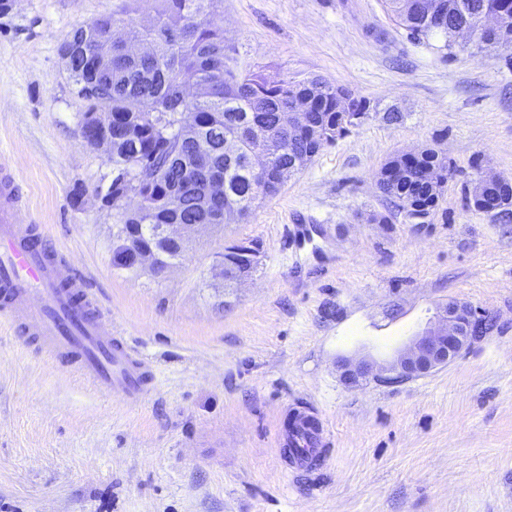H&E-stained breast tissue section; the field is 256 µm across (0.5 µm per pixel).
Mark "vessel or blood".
<instances>
[{
  "label": "vessel or blood",
  "instance_id": "obj_1",
  "mask_svg": "<svg viewBox=\"0 0 512 512\" xmlns=\"http://www.w3.org/2000/svg\"><path fill=\"white\" fill-rule=\"evenodd\" d=\"M19 184L0 161V321L23 330L52 356L65 359L97 389L143 401L148 376L140 353L109 327L95 294L65 254L46 251L37 229L22 223ZM328 431L311 414H300L285 445L303 456L325 447Z\"/></svg>",
  "mask_w": 512,
  "mask_h": 512
}]
</instances>
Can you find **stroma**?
<instances>
[{"label": "stroma", "mask_w": 512, "mask_h": 512, "mask_svg": "<svg viewBox=\"0 0 512 512\" xmlns=\"http://www.w3.org/2000/svg\"><path fill=\"white\" fill-rule=\"evenodd\" d=\"M156 8L0 13V155L47 249L74 259L152 372L131 406L0 325V512H512V214L467 205L479 174L512 179V60L411 41L383 0H224L244 63L321 76L374 116L158 277L112 266L118 215L97 198L112 164L79 137L86 102L59 54L77 25L144 24ZM425 146L450 163L437 208L369 222L388 205L377 172ZM250 242L255 270L225 286L214 264ZM451 299L495 321L454 363L393 386L341 381L339 359L390 360ZM299 405L331 432L308 469L280 452Z\"/></svg>", "instance_id": "1"}]
</instances>
